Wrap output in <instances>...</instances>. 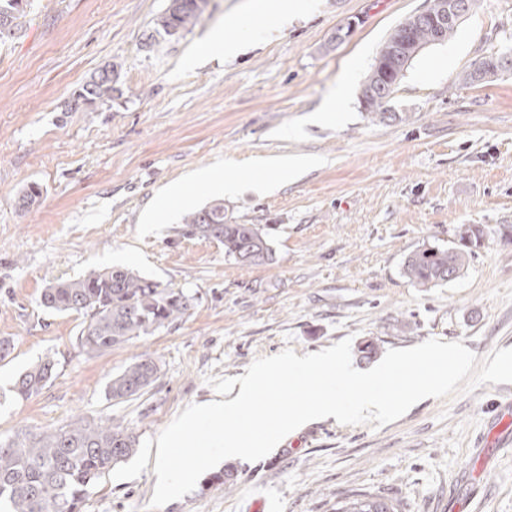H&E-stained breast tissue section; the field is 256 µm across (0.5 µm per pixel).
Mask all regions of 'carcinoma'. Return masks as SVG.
<instances>
[{
	"label": "carcinoma",
	"mask_w": 512,
	"mask_h": 512,
	"mask_svg": "<svg viewBox=\"0 0 512 512\" xmlns=\"http://www.w3.org/2000/svg\"><path fill=\"white\" fill-rule=\"evenodd\" d=\"M209 0H170L158 25L167 36L193 29L202 19ZM26 7L18 0H0V29L14 38ZM422 44L438 32L411 20L394 29L383 45L388 48L406 28ZM114 67L105 68L73 97L70 110L94 112L112 99ZM182 236L202 237L224 246V257L242 266H261L274 260L267 234L255 224H229L224 202H214L183 218ZM487 232L475 224H461L454 241L410 252L402 274L412 285L432 288L461 277L475 258ZM45 308L89 317L80 342L83 348L103 354L152 334L182 319L192 297L181 289L163 287L126 267H110L77 279L60 280L45 288ZM55 361L46 356L15 379L12 392L30 397L52 379ZM157 365L139 359L112 378L109 393L115 400L137 397L151 385ZM138 438L123 423L78 420L38 435H18L0 441V512H82L90 490L110 469L134 455ZM336 512H398L392 500L372 493L336 503Z\"/></svg>",
	"instance_id": "cac0c4a2"
}]
</instances>
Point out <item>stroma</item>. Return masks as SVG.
<instances>
[{"mask_svg":"<svg viewBox=\"0 0 512 512\" xmlns=\"http://www.w3.org/2000/svg\"><path fill=\"white\" fill-rule=\"evenodd\" d=\"M275 35L252 0H210L201 22L169 38L157 22L169 0H30L26 24L0 44V439L80 418L116 419L138 436L134 456L106 472L85 512H148L157 435L186 406L209 399V377L245 375L258 357L315 353L351 338L378 355L430 338L459 341L478 358L512 347V71L462 84L512 41V0H479L443 44L410 64L389 103L368 115L362 86L399 21L430 0H312ZM243 18L240 53L190 63L224 19ZM344 37H337V30ZM114 67L110 101L70 112L74 93ZM347 105L315 113L338 84ZM258 155H310L318 165L271 193L225 197L233 221L265 227L273 263L247 267L204 238H182L188 213L215 194L171 209L169 186L202 169L234 176ZM42 188L29 210L17 199ZM462 224L488 236L454 282L412 286L405 256L452 240ZM127 267L192 295L187 315L101 355L79 336L84 316L46 310L57 279ZM56 361L37 395L14 378ZM158 366L137 399L108 393L138 358ZM512 406L507 384L427 398L381 428L328 417L288 434L256 462L227 459L226 484L201 476L160 512H335L356 491L396 499L401 512H512V431L491 439Z\"/></svg>","mask_w":512,"mask_h":512,"instance_id":"stroma-1","label":"stroma"}]
</instances>
